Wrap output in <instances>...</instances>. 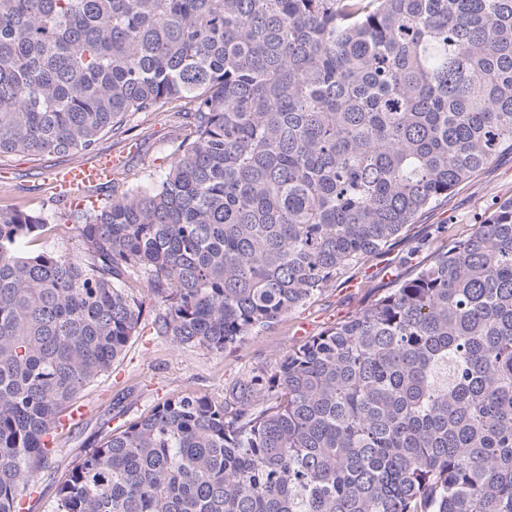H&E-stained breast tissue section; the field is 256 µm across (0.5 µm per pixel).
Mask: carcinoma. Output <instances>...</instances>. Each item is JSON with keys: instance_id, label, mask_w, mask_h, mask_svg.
Returning a JSON list of instances; mask_svg holds the SVG:
<instances>
[{"instance_id": "1", "label": "carcinoma", "mask_w": 512, "mask_h": 512, "mask_svg": "<svg viewBox=\"0 0 512 512\" xmlns=\"http://www.w3.org/2000/svg\"><path fill=\"white\" fill-rule=\"evenodd\" d=\"M157 180L69 205L82 253L0 207V512L136 335L223 353L512 150V0H0V155L90 154L139 113ZM52 512H512V198L363 311L157 405Z\"/></svg>"}]
</instances>
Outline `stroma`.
<instances>
[{"label": "stroma", "instance_id": "1", "mask_svg": "<svg viewBox=\"0 0 512 512\" xmlns=\"http://www.w3.org/2000/svg\"><path fill=\"white\" fill-rule=\"evenodd\" d=\"M131 130L107 135L106 153L121 154L124 165L116 181L132 182L161 175L170 159L180 118L174 112L134 116ZM93 155H36L16 152L0 156V182L10 184L0 194V206L18 205L53 211L54 221L36 250L77 255L82 241L65 208L56 204L50 185L53 170L93 162ZM512 197V153H502L448 200L422 213L415 224L382 254H372L352 265L306 305L282 316L272 327L248 339L235 351L216 353L204 348L185 349L151 328L153 306H145L139 333L111 370L86 388L79 399L80 415L65 426L59 438L62 467H70L85 451L96 447L104 432L124 429L130 421L151 413L165 400L180 395L224 399V384L258 365L274 366L288 349L301 342V330L317 334L337 320L365 309L378 294L414 273L448 242L468 237L480 214L500 200Z\"/></svg>", "mask_w": 512, "mask_h": 512}]
</instances>
